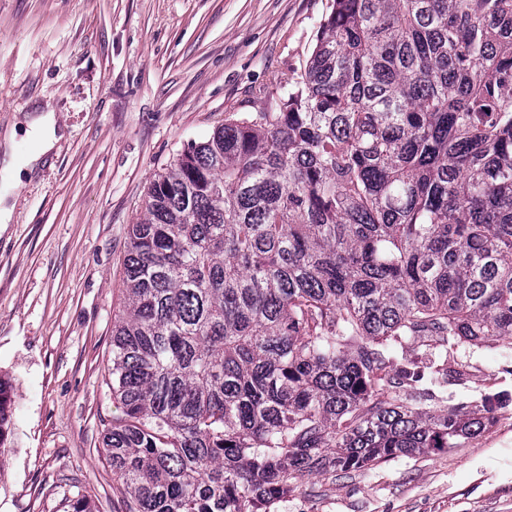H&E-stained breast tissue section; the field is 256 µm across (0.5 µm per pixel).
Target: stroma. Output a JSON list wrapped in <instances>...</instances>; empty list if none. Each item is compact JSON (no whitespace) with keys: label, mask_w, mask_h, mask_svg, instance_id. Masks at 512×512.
I'll return each instance as SVG.
<instances>
[{"label":"stroma","mask_w":512,"mask_h":512,"mask_svg":"<svg viewBox=\"0 0 512 512\" xmlns=\"http://www.w3.org/2000/svg\"><path fill=\"white\" fill-rule=\"evenodd\" d=\"M330 0H0V130L51 104L66 130L33 179L0 180V375L15 386L0 512H123L102 455L130 224L155 173L225 117L277 96ZM504 343L448 392L512 396ZM284 512H512V406L462 448L313 481Z\"/></svg>","instance_id":"35a3bbf8"}]
</instances>
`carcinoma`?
Here are the masks:
<instances>
[{"label": "carcinoma", "instance_id": "obj_1", "mask_svg": "<svg viewBox=\"0 0 512 512\" xmlns=\"http://www.w3.org/2000/svg\"><path fill=\"white\" fill-rule=\"evenodd\" d=\"M123 295L127 512H279L489 430L448 362L512 340V0H331L275 104L150 182Z\"/></svg>", "mask_w": 512, "mask_h": 512}]
</instances>
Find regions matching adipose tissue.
<instances>
[{
    "label": "adipose tissue",
    "instance_id": "adipose-tissue-1",
    "mask_svg": "<svg viewBox=\"0 0 512 512\" xmlns=\"http://www.w3.org/2000/svg\"><path fill=\"white\" fill-rule=\"evenodd\" d=\"M25 133L35 144L34 151L23 160L16 159L14 144L18 133ZM55 114L50 107L39 108L35 114L26 115L23 129H10L0 137V174L12 183H22L24 177L33 174L41 159L50 154L63 139Z\"/></svg>",
    "mask_w": 512,
    "mask_h": 512
}]
</instances>
